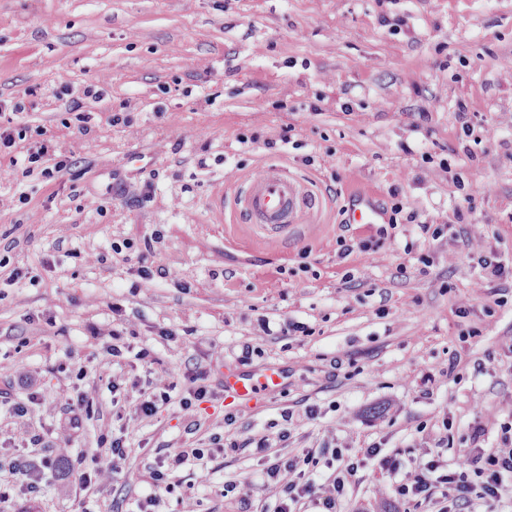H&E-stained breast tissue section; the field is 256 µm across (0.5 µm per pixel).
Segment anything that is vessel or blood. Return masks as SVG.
I'll return each mask as SVG.
<instances>
[{"label": "vessel or blood", "mask_w": 512, "mask_h": 512, "mask_svg": "<svg viewBox=\"0 0 512 512\" xmlns=\"http://www.w3.org/2000/svg\"><path fill=\"white\" fill-rule=\"evenodd\" d=\"M243 208L253 223L270 233L282 232L299 223L312 198L303 185L284 170L270 167L261 169L250 179L243 196ZM273 375H266L263 383H254L236 373L224 377L225 390L249 398L262 388L274 386Z\"/></svg>", "instance_id": "1"}]
</instances>
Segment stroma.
I'll return each instance as SVG.
<instances>
[{
	"mask_svg": "<svg viewBox=\"0 0 512 512\" xmlns=\"http://www.w3.org/2000/svg\"><path fill=\"white\" fill-rule=\"evenodd\" d=\"M0 127V389L37 394L45 441L23 449L0 410V461L70 440L40 493L0 512H138L158 458L215 433L228 449L179 467L159 512H266L244 442L290 410L284 458L376 443L410 470L451 465L478 424L499 447L512 286L458 234L512 266V0H0ZM266 166L315 197L278 236L236 200ZM368 201L381 223H347ZM118 326L151 364L104 354ZM228 371L279 384L241 399ZM198 372L211 401L136 415L132 383ZM87 388L98 410L75 430ZM122 424L116 464L96 440ZM93 455L116 470L84 490L71 469ZM394 481L361 469L345 512H406ZM97 407L96 397L94 392L89 390H83L77 393L76 402L71 403V412L74 414L72 423L73 427L79 428V423L83 415H90L94 413Z\"/></svg>",
	"mask_w": 512,
	"mask_h": 512,
	"instance_id": "35a3bbf8",
	"label": "stroma"
}]
</instances>
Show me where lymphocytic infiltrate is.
<instances>
[{"label":"lymphocytic infiltrate","instance_id":"obj_1","mask_svg":"<svg viewBox=\"0 0 512 512\" xmlns=\"http://www.w3.org/2000/svg\"><path fill=\"white\" fill-rule=\"evenodd\" d=\"M187 396H176V383L160 387L155 393H140L136 404L137 413L151 417L171 402H179L183 409H191L193 400L205 397L207 385L190 377ZM502 448L482 449L481 439L486 432L483 425H476L463 435L469 443L470 453L462 455L453 470L442 471L441 463L430 460L422 468L401 473V464L395 456L382 454L380 447L370 446L362 455L350 458L333 453L336 467L331 476L321 484L315 483L312 469L316 464L313 454H305L285 461L270 460L265 456L270 443L261 438L255 443L263 453V468L259 474L262 489L274 503V512H293L295 505H303L308 512H343L347 490L357 472L369 462L387 473L399 474L393 488L395 497L407 504L421 506L434 500H442L438 512H463L472 499L495 502L503 491L512 485V424L500 427Z\"/></svg>","mask_w":512,"mask_h":512}]
</instances>
